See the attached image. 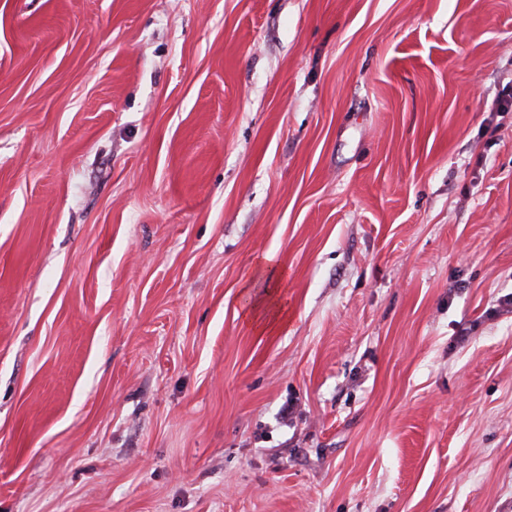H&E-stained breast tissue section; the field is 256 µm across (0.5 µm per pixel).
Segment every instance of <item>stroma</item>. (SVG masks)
<instances>
[{
    "instance_id": "stroma-1",
    "label": "stroma",
    "mask_w": 512,
    "mask_h": 512,
    "mask_svg": "<svg viewBox=\"0 0 512 512\" xmlns=\"http://www.w3.org/2000/svg\"><path fill=\"white\" fill-rule=\"evenodd\" d=\"M506 86L512 0H0V512H512Z\"/></svg>"
}]
</instances>
